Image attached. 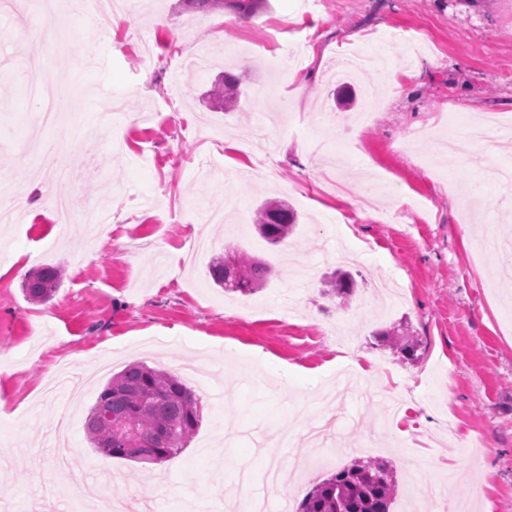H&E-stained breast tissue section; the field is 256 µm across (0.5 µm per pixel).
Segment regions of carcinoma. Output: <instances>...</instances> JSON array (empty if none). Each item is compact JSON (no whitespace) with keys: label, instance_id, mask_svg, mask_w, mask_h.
Masks as SVG:
<instances>
[{"label":"carcinoma","instance_id":"1","mask_svg":"<svg viewBox=\"0 0 512 512\" xmlns=\"http://www.w3.org/2000/svg\"><path fill=\"white\" fill-rule=\"evenodd\" d=\"M200 13L225 9L240 19H250L265 6L266 0H184ZM212 95L224 98L232 106L238 99L237 79L224 75V87H215ZM296 224V215L287 204L269 200L257 211L259 234L271 244L285 242ZM248 277L234 281L224 269V258H216L209 272L215 284L227 292L250 295L267 279L269 267L235 251ZM62 281V270L46 266L31 271L23 283V293L32 302L52 299ZM355 280L348 273L325 282L324 294L347 301L353 294ZM390 346L414 356V346L405 334L394 331L385 335ZM129 419L145 444L143 453L154 461H165L179 454L194 436L201 419L200 400L195 392L172 373L145 363L127 366L117 373L100 392L87 418L85 429L92 448H104L109 457L133 459L128 447L112 430L113 420ZM395 475L387 462L362 461L344 467L315 486L299 504L297 512H389L394 498Z\"/></svg>","mask_w":512,"mask_h":512}]
</instances>
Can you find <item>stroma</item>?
I'll list each match as a JSON object with an SVG mask.
<instances>
[{
	"label": "stroma",
	"mask_w": 512,
	"mask_h": 512,
	"mask_svg": "<svg viewBox=\"0 0 512 512\" xmlns=\"http://www.w3.org/2000/svg\"><path fill=\"white\" fill-rule=\"evenodd\" d=\"M27 24L0 23V135L15 143L55 134L33 124L38 106L23 93L28 61L46 52ZM299 24V55L273 65L261 31L289 42ZM72 32L91 55L47 61L43 78H69L80 92L64 141L83 174L66 188L73 223L55 221L38 152L0 145V171L33 189L24 221L0 224V489L9 492L0 512L41 499L63 414L87 463L78 484L86 506L108 490L151 512H231L239 470L270 459L296 506L367 448L395 467L391 512L406 500L436 512L446 495L471 512H512V279L479 247L487 212L512 234V203L507 188L487 185L480 152L463 164L435 144L478 120L512 122V0H333L309 17L300 0H269L248 20L132 0L111 34L86 19ZM146 40L155 54L142 60ZM342 44L386 57L396 82L358 70L337 92ZM226 71L242 94L224 110L209 92ZM109 104L116 116L105 127ZM279 106L270 181L249 145ZM364 164L384 182L371 208L359 204ZM394 197L404 205L392 208ZM269 199L298 217L277 246L254 226ZM230 248L270 267L255 294L213 282L209 264ZM31 256L65 273L44 304L22 291ZM339 269L357 282L344 303L322 292ZM397 329L414 356L380 345ZM353 355L369 374L350 387ZM135 362L191 368L185 382L201 399L187 447L156 464L101 457L84 431L108 380ZM334 388L351 399L354 420L337 459L308 473L288 464L307 453L300 433L255 456L251 440L287 415L320 420L314 395ZM407 463L424 476L418 490ZM76 503L57 492L55 512Z\"/></svg>",
	"instance_id": "1"
}]
</instances>
